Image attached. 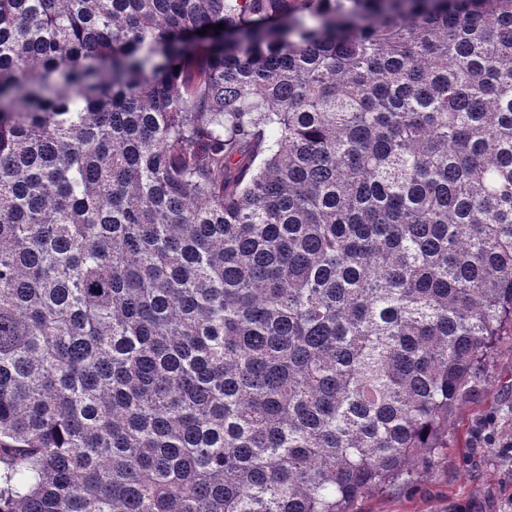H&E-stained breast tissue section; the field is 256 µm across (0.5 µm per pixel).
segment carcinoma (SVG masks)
Here are the masks:
<instances>
[{
	"label": "carcinoma",
	"mask_w": 512,
	"mask_h": 512,
	"mask_svg": "<svg viewBox=\"0 0 512 512\" xmlns=\"http://www.w3.org/2000/svg\"><path fill=\"white\" fill-rule=\"evenodd\" d=\"M500 336L512 0H0V512H358Z\"/></svg>",
	"instance_id": "cac0c4a2"
}]
</instances>
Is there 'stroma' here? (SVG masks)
<instances>
[{
	"label": "stroma",
	"mask_w": 512,
	"mask_h": 512,
	"mask_svg": "<svg viewBox=\"0 0 512 512\" xmlns=\"http://www.w3.org/2000/svg\"><path fill=\"white\" fill-rule=\"evenodd\" d=\"M493 421L497 444L478 447L475 429ZM512 440V336L500 337L483 380L481 398L457 413L448 448L420 468L415 481L369 496L361 512H512V468L498 444Z\"/></svg>",
	"instance_id": "1"
}]
</instances>
